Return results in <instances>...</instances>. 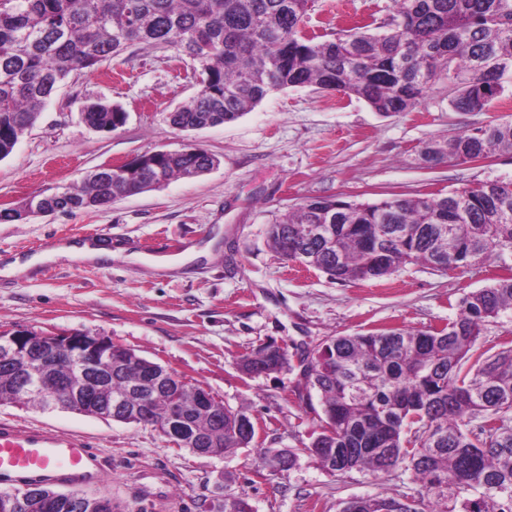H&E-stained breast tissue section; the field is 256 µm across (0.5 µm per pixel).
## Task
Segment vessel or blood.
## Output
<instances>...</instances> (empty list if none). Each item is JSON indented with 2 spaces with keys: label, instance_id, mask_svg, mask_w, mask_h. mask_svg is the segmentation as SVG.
<instances>
[{
  "label": "vessel or blood",
  "instance_id": "b4317fda",
  "mask_svg": "<svg viewBox=\"0 0 512 512\" xmlns=\"http://www.w3.org/2000/svg\"><path fill=\"white\" fill-rule=\"evenodd\" d=\"M106 468L90 438L0 422V478L17 486L90 484L101 479Z\"/></svg>",
  "mask_w": 512,
  "mask_h": 512
}]
</instances>
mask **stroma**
<instances>
[{
  "mask_svg": "<svg viewBox=\"0 0 512 512\" xmlns=\"http://www.w3.org/2000/svg\"><path fill=\"white\" fill-rule=\"evenodd\" d=\"M393 12V0H315L304 30L333 40L353 21L379 26ZM195 67L170 47L131 46L70 76L0 160V209L33 193L81 188L93 170L148 152L193 145L219 160L203 175L94 210L0 223V331L111 337L216 400L247 405L253 443L204 458L149 426L8 403H0V422L23 419L94 440L109 467L88 490L111 496L120 512H201L224 475L253 512H339L353 498L417 495L419 484L399 469L377 478L322 469L303 451L320 430L321 406L300 370L249 377L237 361L271 341L294 359L329 336L441 326L455 318L464 293L489 284L494 266L441 272L409 265L384 280L342 284L283 260L267 229L313 197L372 203L512 181L509 152L434 165L420 155L430 139L512 119V84L485 110L459 112L439 82L417 109L390 115L352 95L290 87L235 121L186 132L169 115L196 96ZM90 101L121 106L125 124L94 130L81 115ZM85 236L112 247L113 256L75 262L57 253L61 242ZM18 258L34 264L12 272ZM283 448L299 451L292 468L265 467L268 450Z\"/></svg>",
  "mask_w": 512,
  "mask_h": 512,
  "instance_id": "35a3bbf8",
  "label": "stroma"
}]
</instances>
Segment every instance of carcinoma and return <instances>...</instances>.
I'll return each instance as SVG.
<instances>
[{"instance_id":"cac0c4a2","label":"carcinoma","mask_w":512,"mask_h":512,"mask_svg":"<svg viewBox=\"0 0 512 512\" xmlns=\"http://www.w3.org/2000/svg\"><path fill=\"white\" fill-rule=\"evenodd\" d=\"M384 30L351 28L321 41L303 29L312 0H0V160L36 121L59 84L121 56L129 45L176 48L199 66L200 90L170 115L179 130L233 121L288 87L354 95L384 114L411 112L437 81L453 83L458 112H480L512 82V0H395ZM95 130L124 124V110L82 109ZM512 152V120L492 123L421 150L428 163ZM214 156L142 154L123 172L94 171L85 186L35 193L0 209V223L111 204L175 177L199 176ZM283 259L312 266L338 283L389 276L408 264L458 269L501 262L492 283L459 301L455 318L427 330L384 329L327 338L305 354L310 388L322 408L320 433L303 451L332 473L394 468L411 472L420 499L375 495L339 512H512V339L464 362L489 322H512V182H487L445 196L393 194L373 203L314 197L268 227ZM290 365L262 346L238 362L249 377ZM15 370L0 364V403L10 402ZM112 392L138 386L134 368L112 373ZM191 407L196 387L174 382ZM481 418L478 432L470 422ZM181 448L204 430L224 454L248 447L254 421L244 407L210 418L187 413Z\"/></svg>"}]
</instances>
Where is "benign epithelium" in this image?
<instances>
[{
    "instance_id": "7a95c632",
    "label": "benign epithelium",
    "mask_w": 512,
    "mask_h": 512,
    "mask_svg": "<svg viewBox=\"0 0 512 512\" xmlns=\"http://www.w3.org/2000/svg\"><path fill=\"white\" fill-rule=\"evenodd\" d=\"M60 359L71 362L73 373L69 379L57 384L55 400L48 409L55 408L75 411L87 416L110 419L120 416L125 423H137L145 412L156 421V431L172 440L179 436L178 422L182 418V405L177 398L171 397L163 404H156L153 396L148 394L134 403L125 405L99 396L95 378L105 371L112 370L115 362L139 364L140 372L147 378L161 380L166 377L178 378L174 372L158 370L152 361L141 358L121 345L112 342L108 336H100L85 331L56 333L20 328L0 332V363L15 366L25 371L24 382L12 395L11 403L29 406L31 391L54 368ZM224 408V404L211 393L200 387L196 390L194 406L200 412H207L211 405ZM31 495L42 496L39 486H28L20 490L0 493V512H17L25 499ZM44 497V496H42ZM46 507L51 509L56 504L68 501L76 512H117L112 498L105 495L89 494L83 490L59 491L44 497Z\"/></svg>"
}]
</instances>
